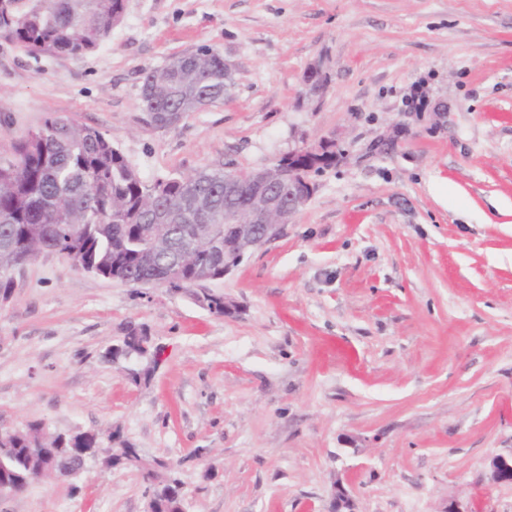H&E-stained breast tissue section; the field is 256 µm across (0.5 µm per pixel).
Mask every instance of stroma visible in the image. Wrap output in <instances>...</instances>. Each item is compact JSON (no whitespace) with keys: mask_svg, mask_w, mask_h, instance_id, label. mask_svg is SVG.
<instances>
[{"mask_svg":"<svg viewBox=\"0 0 512 512\" xmlns=\"http://www.w3.org/2000/svg\"><path fill=\"white\" fill-rule=\"evenodd\" d=\"M203 45L233 67L223 102L148 125L145 71ZM52 114L147 179L324 139L341 158L212 282L224 318L38 255L0 307V427L119 431L177 467L186 512H325L339 482L353 512H512V484L487 479L512 453V0H127L79 59L0 33V155ZM129 322L165 348L140 385L100 358ZM146 502L137 472L92 463L0 512Z\"/></svg>","mask_w":512,"mask_h":512,"instance_id":"35a3bbf8","label":"stroma"}]
</instances>
